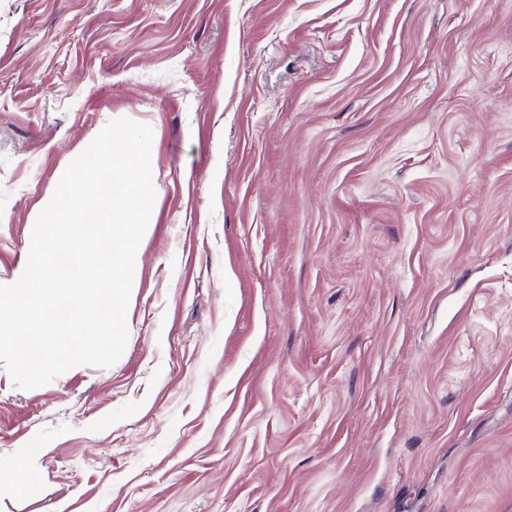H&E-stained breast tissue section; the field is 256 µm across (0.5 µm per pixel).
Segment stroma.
Masks as SVG:
<instances>
[{"label":"stroma","instance_id":"obj_1","mask_svg":"<svg viewBox=\"0 0 512 512\" xmlns=\"http://www.w3.org/2000/svg\"><path fill=\"white\" fill-rule=\"evenodd\" d=\"M118 118L126 347L0 363V512H512V0H0V284Z\"/></svg>","mask_w":512,"mask_h":512}]
</instances>
